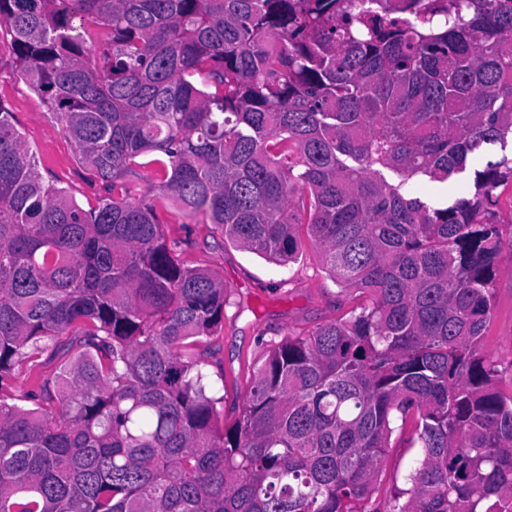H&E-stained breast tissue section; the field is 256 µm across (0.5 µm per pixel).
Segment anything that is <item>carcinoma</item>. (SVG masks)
<instances>
[{
    "mask_svg": "<svg viewBox=\"0 0 512 512\" xmlns=\"http://www.w3.org/2000/svg\"><path fill=\"white\" fill-rule=\"evenodd\" d=\"M362 2L0 0L18 72L112 186L86 210L44 183L0 104V389L69 355L47 407L0 392V512H364L398 418L423 457L388 512H512V395L479 349L512 154L468 197L402 193L512 139V0ZM159 197L278 265L305 225L369 298L276 343L230 428L188 353L224 281Z\"/></svg>",
    "mask_w": 512,
    "mask_h": 512,
    "instance_id": "1",
    "label": "carcinoma"
}]
</instances>
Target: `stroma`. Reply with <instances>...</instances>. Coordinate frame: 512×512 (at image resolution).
Masks as SVG:
<instances>
[{
  "instance_id": "35a3bbf8",
  "label": "stroma",
  "mask_w": 512,
  "mask_h": 512,
  "mask_svg": "<svg viewBox=\"0 0 512 512\" xmlns=\"http://www.w3.org/2000/svg\"><path fill=\"white\" fill-rule=\"evenodd\" d=\"M14 61L11 37L2 29L0 104L12 112L15 125L35 150L45 181L64 188L83 208L95 207L104 190L82 165L74 143L48 108L18 75ZM501 154L500 146H488L453 181L419 179L411 181L407 190L424 200L465 196L474 170ZM161 213L165 232L178 241L186 263L224 280L229 298L224 325L193 347L191 354L208 375L218 399L216 407L229 427L240 416L254 370L274 343L323 322L349 317L363 298L360 293L342 291L328 277L312 244H305L296 261L276 265L233 245L220 227L206 223L202 216L185 215L174 201H166ZM481 349L501 372L499 390L512 392V248L504 249L497 263L494 310ZM62 364L61 358L44 353L37 365L15 369L0 388L13 395L16 404L37 407L43 403L45 383L54 381ZM421 458L412 427L396 430L377 474L376 490L365 505L367 512H387L393 492L406 488L407 477Z\"/></svg>"
}]
</instances>
